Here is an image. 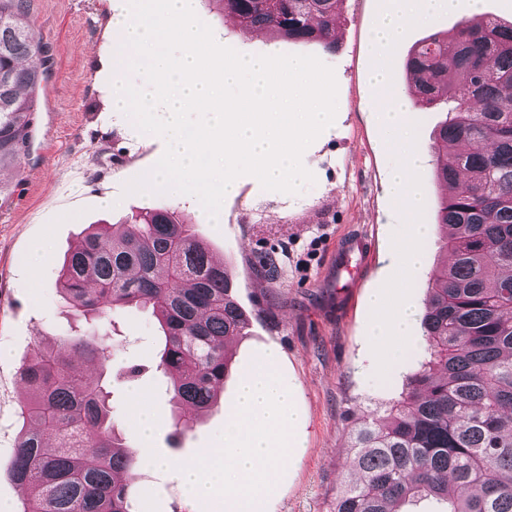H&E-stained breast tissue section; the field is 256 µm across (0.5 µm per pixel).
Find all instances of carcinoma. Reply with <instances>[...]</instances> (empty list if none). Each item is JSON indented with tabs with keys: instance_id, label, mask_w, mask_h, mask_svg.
<instances>
[{
	"instance_id": "carcinoma-1",
	"label": "carcinoma",
	"mask_w": 512,
	"mask_h": 512,
	"mask_svg": "<svg viewBox=\"0 0 512 512\" xmlns=\"http://www.w3.org/2000/svg\"><path fill=\"white\" fill-rule=\"evenodd\" d=\"M29 0H0V171L26 155L44 51ZM242 31L336 48L343 0H216ZM416 105L447 110L432 145L447 187L436 223L449 260L427 285L426 359L401 399L349 431L354 478L331 512H512V23L476 15L407 52ZM60 292L89 331L39 346L18 370L28 397L11 465L21 512H136L122 477L140 465L114 429L98 330L127 306L149 309L163 337L157 368L171 402L212 409L248 334L232 276L176 212L159 207L87 233L60 271Z\"/></svg>"
}]
</instances>
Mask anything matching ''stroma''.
<instances>
[{"instance_id":"stroma-1","label":"stroma","mask_w":512,"mask_h":512,"mask_svg":"<svg viewBox=\"0 0 512 512\" xmlns=\"http://www.w3.org/2000/svg\"><path fill=\"white\" fill-rule=\"evenodd\" d=\"M345 20L335 50L242 33L223 21L212 0H198L196 14L221 45L245 55L306 54L334 70L338 94L333 125L305 150L302 162L314 184L287 194L263 190L250 175L237 179L216 221L200 218L190 195L125 194L127 183L149 172L166 148L164 137L139 132L112 110L114 84L140 75L116 69L107 0H30L29 21L46 47L47 75L38 92L36 119L27 156L10 173L13 192L0 205V512H20L26 495L10 477L22 426L25 394L17 371L37 345L83 335L86 324L67 309L57 278L71 247L95 224H118L161 205L175 208L213 255L224 261L235 295L251 316L246 337L233 343L232 368L224 391L195 429L180 434L182 409L169 400L168 382L149 371L123 376L128 363H147L160 348V331L150 311L128 307L117 317L121 345L112 349L104 375L115 431L127 442L148 444L165 460H187L217 445L224 412L233 406L241 374L268 349L280 356L279 374L296 391L294 431L300 453L286 462L260 512H330L337 487L350 479L348 432L355 419L396 402L421 352L396 361L386 378L376 375L370 342L371 297L395 271L393 236L403 217L390 196L395 154L381 146L385 135L382 94L372 74L375 32L384 0H344ZM467 0L412 28L395 50L391 85L407 86L404 61L419 39L453 28L471 17ZM418 150L423 221L434 224L443 187L433 177L432 138L442 115L412 110ZM363 238L369 252L358 283L337 294L333 255L342 235ZM48 257L31 267L34 249ZM274 254L279 271L253 269L257 257ZM268 316H257L258 308ZM140 395L157 414L150 438L140 434L131 410ZM139 512H216L192 499L166 468H139L130 484Z\"/></svg>"}]
</instances>
